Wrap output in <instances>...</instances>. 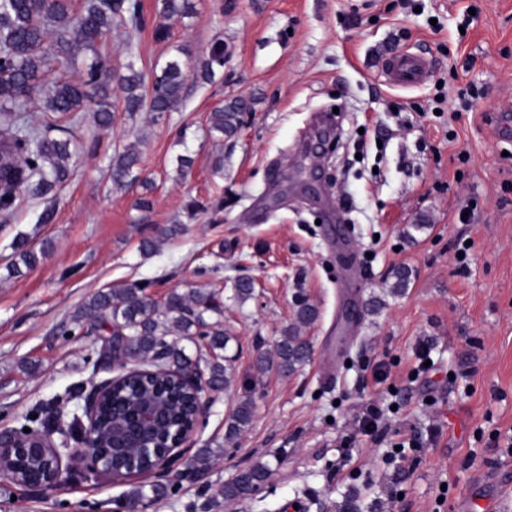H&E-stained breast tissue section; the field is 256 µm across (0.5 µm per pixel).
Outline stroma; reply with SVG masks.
<instances>
[{
    "label": "stroma",
    "instance_id": "stroma-1",
    "mask_svg": "<svg viewBox=\"0 0 512 512\" xmlns=\"http://www.w3.org/2000/svg\"><path fill=\"white\" fill-rule=\"evenodd\" d=\"M194 3L159 38L161 0H141L146 27L113 29L100 51L114 69L131 59L149 76L177 47L197 56L220 39L214 82L188 80L159 119L125 112L113 87L111 129L83 112L72 129L81 152L54 199L0 214V431L34 411L52 417L57 398L111 377L96 363L107 329L74 319L94 292L138 281L162 302L174 289L208 288L224 303L217 322L233 360L192 446L221 454L196 478L170 480L153 512H348L352 498L358 512H456L488 482L512 499V119L502 118L512 107V0ZM393 53L423 57L425 78L391 84L379 63ZM235 99L250 106L238 134L213 140L209 113ZM335 108L343 120L315 195L302 173L317 140L310 123ZM128 144L141 155L139 180L119 188L110 165ZM185 154L194 165L183 175ZM194 202L201 210L190 211ZM49 205L52 222L39 223ZM468 205L470 223H457ZM336 223L348 226L359 263L350 280L335 270ZM172 224L182 231L170 238ZM21 235L40 257L12 277ZM147 237L150 252L140 248ZM401 267L409 286L395 295L388 285ZM241 275L255 283L242 305L232 298ZM299 293L319 311L301 330L308 361L288 375L259 372L258 352L274 351ZM424 344L427 369L415 355ZM380 362L383 384L372 376ZM246 398L251 422L225 443ZM372 402L387 427L376 439L357 423ZM258 463L270 471L260 489L224 500V484ZM132 483L73 469L40 490L0 479V512H127Z\"/></svg>",
    "mask_w": 512,
    "mask_h": 512
}]
</instances>
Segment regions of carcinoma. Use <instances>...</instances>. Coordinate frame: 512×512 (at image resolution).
<instances>
[{"instance_id": "cac0c4a2", "label": "carcinoma", "mask_w": 512, "mask_h": 512, "mask_svg": "<svg viewBox=\"0 0 512 512\" xmlns=\"http://www.w3.org/2000/svg\"><path fill=\"white\" fill-rule=\"evenodd\" d=\"M191 0H162L160 21L155 33L165 37L166 21L192 12ZM144 26L140 0H83L75 9L74 0H0V211L13 210L24 197L55 195L60 184L71 174L76 148L66 137H53V130L69 133V125L79 121L77 113L87 105L94 106L96 125L106 130L113 121L112 79L120 82L125 93V111L147 110L159 119L182 101L188 80L184 59L191 57L187 46L177 48V55L155 69L151 84H145L142 72L128 61L125 73L113 70L109 57L97 50L117 27L139 30ZM83 50L94 53L90 63L77 77H71L78 54ZM224 68V45L214 44L209 52L196 58L195 75L211 81ZM53 79H48V76ZM37 102L54 121L34 115L29 104ZM208 130L218 139L233 137L243 123V106L233 102L213 109L208 117ZM139 153L125 146L112 157V181L119 187L133 183ZM11 273L19 272V264L31 267L36 254L20 240L15 247ZM254 284L247 276L239 277L233 285L232 298L242 305L252 298ZM221 314L218 294L191 288L176 289L159 304L145 294L140 283L121 288L99 290L83 304L75 320L111 325L112 340L108 349L116 357L135 359L148 366H158L169 374L183 371L192 365L185 350L167 340L182 336L194 344H202L209 359L205 360L208 384L218 390L229 383V363L226 355L230 336L211 322V314ZM296 325L285 330L276 343L274 353L261 354L257 368L266 371L276 368L290 374L309 358L310 348L300 336L298 326L313 322L318 311L303 297L296 300ZM149 390L168 400L172 417L177 423L191 418L189 391L172 380L142 379ZM253 405L242 401L227 422L224 441L233 442L250 424ZM104 445L114 461L118 474L128 475L125 465L126 449L112 447V437ZM221 450L199 448L190 466L204 472ZM21 482L40 476L38 461L20 457L15 462ZM268 469L258 463L224 486V498L236 499L255 490L266 480ZM168 493L167 486L141 482L128 497L133 502L157 501Z\"/></svg>"}]
</instances>
